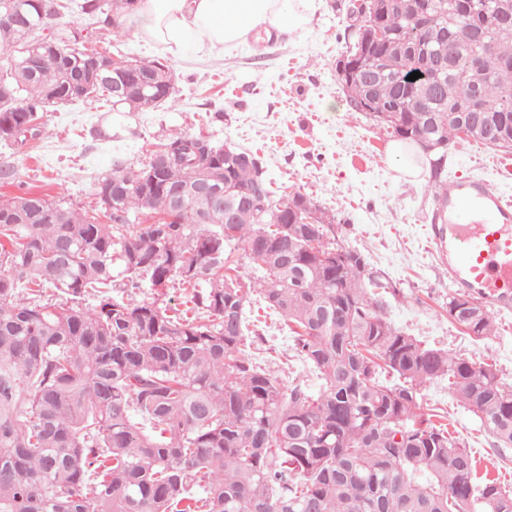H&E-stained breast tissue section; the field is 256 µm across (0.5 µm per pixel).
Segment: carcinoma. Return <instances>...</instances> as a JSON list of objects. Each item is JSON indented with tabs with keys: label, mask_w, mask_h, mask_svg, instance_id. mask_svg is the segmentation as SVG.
Returning a JSON list of instances; mask_svg holds the SVG:
<instances>
[{
	"label": "carcinoma",
	"mask_w": 512,
	"mask_h": 512,
	"mask_svg": "<svg viewBox=\"0 0 512 512\" xmlns=\"http://www.w3.org/2000/svg\"><path fill=\"white\" fill-rule=\"evenodd\" d=\"M135 0H81L112 17ZM412 0L385 17L403 45L369 60L347 94L392 134L432 141L435 196L462 126L512 148V0ZM61 0H0V142L24 145L49 107L113 102L126 77L84 82L77 35L43 41ZM127 106L171 100L168 67ZM418 71L415 93L407 77ZM475 91L479 108L463 107ZM251 190L288 223H255ZM79 212L32 193L0 198V512H512V485L476 476L466 443L418 414L428 382L448 390L503 447H512V386L489 366L430 348L393 326L365 273L367 258L336 242L333 220L301 191L278 193L250 151L176 133L146 161L98 181ZM241 259H236L237 252ZM260 282L240 271V263ZM128 288L192 289L195 313L162 297L114 299ZM48 290L67 300L43 299ZM94 291L96 308L72 300ZM466 298L472 319L459 320ZM281 316L319 393L286 386L247 350V311ZM448 318L493 333L479 298H448Z\"/></svg>",
	"instance_id": "carcinoma-1"
}]
</instances>
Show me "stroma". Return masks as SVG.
<instances>
[{
  "mask_svg": "<svg viewBox=\"0 0 512 512\" xmlns=\"http://www.w3.org/2000/svg\"><path fill=\"white\" fill-rule=\"evenodd\" d=\"M351 0H321L311 26L292 39L247 40L210 54L172 57L134 30L65 12L46 31L57 38L79 29L113 52L166 64L174 94L161 107L136 112L76 101L46 112L40 138L23 149L0 143V167L14 183L0 196L37 192L74 208L94 207L97 179L116 164H138L151 143L175 133H203L259 156L272 180L312 196L335 217L340 245L361 250L368 270L388 285L385 316L429 346L495 365L512 385V314L495 316V335L478 339L449 321L448 270L425 238L434 205L423 154L400 159V139L366 112L353 110L336 75L346 50ZM449 175L485 179L512 195V152L472 142L448 148ZM253 357L284 383L312 386L309 367L293 355L287 328L260 314ZM423 414L445 416L479 468L512 483V449L498 447L476 416L436 380L421 392Z\"/></svg>",
  "mask_w": 512,
  "mask_h": 512,
  "instance_id": "obj_1",
  "label": "stroma"
}]
</instances>
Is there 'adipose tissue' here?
I'll return each instance as SVG.
<instances>
[{"mask_svg":"<svg viewBox=\"0 0 512 512\" xmlns=\"http://www.w3.org/2000/svg\"><path fill=\"white\" fill-rule=\"evenodd\" d=\"M319 0H137L121 24L168 55L210 53L263 32L291 37L307 27Z\"/></svg>","mask_w":512,"mask_h":512,"instance_id":"1","label":"adipose tissue"}]
</instances>
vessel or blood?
<instances>
[{"instance_id":"vessel-or-blood-1","label":"vessel or blood","mask_w":512,"mask_h":512,"mask_svg":"<svg viewBox=\"0 0 512 512\" xmlns=\"http://www.w3.org/2000/svg\"><path fill=\"white\" fill-rule=\"evenodd\" d=\"M430 239L455 290L512 313V199L484 180L449 182L429 218Z\"/></svg>"}]
</instances>
